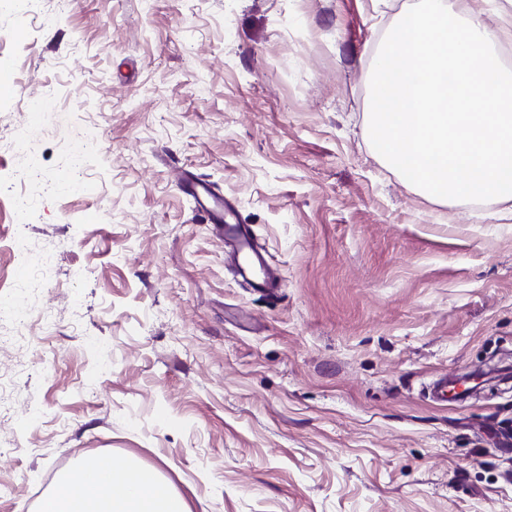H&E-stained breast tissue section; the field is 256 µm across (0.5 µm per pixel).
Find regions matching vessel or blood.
Wrapping results in <instances>:
<instances>
[{"label": "vessel or blood", "mask_w": 512, "mask_h": 512, "mask_svg": "<svg viewBox=\"0 0 512 512\" xmlns=\"http://www.w3.org/2000/svg\"><path fill=\"white\" fill-rule=\"evenodd\" d=\"M182 189L191 194L196 211L205 218L219 223L224 238L236 243L237 262L243 278L258 291L268 295L274 294V276L264 257L256 250L248 228L242 224L227 223L229 205L215 197L203 182L188 180L183 183Z\"/></svg>", "instance_id": "vessel-or-blood-1"}]
</instances>
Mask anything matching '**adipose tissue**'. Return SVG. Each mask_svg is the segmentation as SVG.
Instances as JSON below:
<instances>
[{
	"instance_id": "ef3b65f1",
	"label": "adipose tissue",
	"mask_w": 512,
	"mask_h": 512,
	"mask_svg": "<svg viewBox=\"0 0 512 512\" xmlns=\"http://www.w3.org/2000/svg\"><path fill=\"white\" fill-rule=\"evenodd\" d=\"M40 512H188L183 498L166 487L159 471L115 462L104 454L86 460L44 498Z\"/></svg>"
}]
</instances>
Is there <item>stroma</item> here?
<instances>
[{
    "label": "stroma",
    "mask_w": 512,
    "mask_h": 512,
    "mask_svg": "<svg viewBox=\"0 0 512 512\" xmlns=\"http://www.w3.org/2000/svg\"><path fill=\"white\" fill-rule=\"evenodd\" d=\"M412 2L0 0V304L47 315L0 326V512H37L102 453L190 512H512V380L429 393L512 364V223L423 196L368 135ZM468 6L512 68V21ZM33 163L21 219L8 175ZM185 170L250 227L275 297L226 260ZM18 229L52 283L13 264Z\"/></svg>",
    "instance_id": "1"
}]
</instances>
